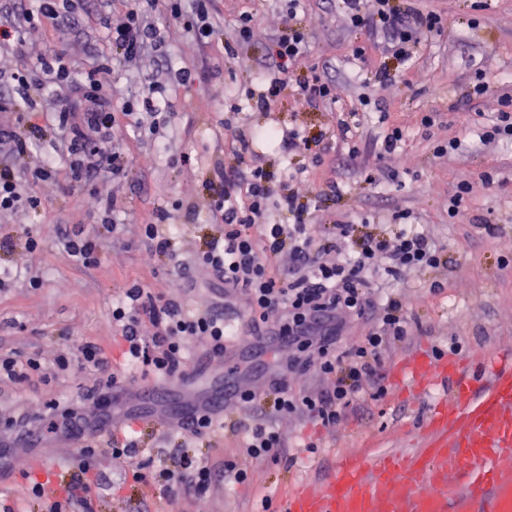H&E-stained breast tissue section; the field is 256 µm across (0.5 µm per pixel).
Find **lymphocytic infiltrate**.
<instances>
[{
  "mask_svg": "<svg viewBox=\"0 0 512 512\" xmlns=\"http://www.w3.org/2000/svg\"><path fill=\"white\" fill-rule=\"evenodd\" d=\"M210 0H128L120 23L100 11L112 50L131 59L149 49L162 52L165 38L148 20L159 11L181 21L193 39L216 41L220 29L210 20ZM350 27L368 29L381 37L392 56L408 60L422 38L441 35L442 14L420 10L414 0L396 8L391 0H343ZM48 19L59 29L74 27L70 0H38L37 9L11 7L0 21V45L12 46L16 64L11 71L13 93L0 95V112H14L13 121L0 122V213H15L28 181L52 179L57 161H64L70 180L77 185L99 175L119 177L134 166L121 149L112 126V98L87 72L82 91L85 111L73 112L68 96L72 73L65 51L50 48L30 56L24 30L35 19ZM307 33L289 22L274 42L272 65L262 80L254 104L267 110L284 90H292L299 103L310 106L333 101V86L325 76L301 73L298 63L305 52ZM51 93L55 124H29L15 112L17 101L35 103ZM55 135L60 158L47 157L22 175L17 159L29 155L35 141ZM250 134L239 130L232 144L240 168L217 172L220 187L210 196L209 209L219 235L195 254L197 263L215 276L222 300L204 296L186 303L178 289L156 297L138 285L116 287L120 306L112 311V327L122 345L119 359L97 347L84 345L52 361L30 357L0 356V382L36 385L68 375L74 368L94 372L96 380L86 398L94 406L117 387L118 370L135 364L143 377L170 380L185 376L192 361L190 347L201 343L206 355L220 359L240 344L269 343L286 348L280 370L267 387L237 392L242 408L253 410L251 422H240L238 450L251 460L248 468L236 463L216 465L206 458L183 459L173 469L159 471L157 484L167 497L192 496L195 512H213L215 497L224 485L246 484L261 492L264 512H273V498L265 494L263 464L288 457V440L277 422L295 418L325 428L335 427L347 413L356 411L383 379L384 358L404 344L410 330L402 299L388 295L401 272L431 271L444 265L443 249L424 233L400 225L392 236L358 235L353 224H312L304 219V206L296 194L272 200L274 172L257 163L249 152ZM291 215L292 223L272 222L273 212ZM164 210H157L141 227V240L149 260L165 258L180 266V235L171 231ZM243 299L247 318L240 328L224 320L225 298ZM382 314L366 336L351 339L352 322L374 308ZM327 376L332 385L312 397L293 390V376ZM112 467L121 479L145 481V461L128 431L112 436L107 448ZM95 447L82 448L83 491L62 499H44L43 512H91V494L100 476L94 469Z\"/></svg>",
  "mask_w": 512,
  "mask_h": 512,
  "instance_id": "obj_1",
  "label": "lymphocytic infiltrate"
}]
</instances>
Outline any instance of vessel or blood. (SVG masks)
<instances>
[{
    "instance_id": "1",
    "label": "vessel or blood",
    "mask_w": 512,
    "mask_h": 512,
    "mask_svg": "<svg viewBox=\"0 0 512 512\" xmlns=\"http://www.w3.org/2000/svg\"><path fill=\"white\" fill-rule=\"evenodd\" d=\"M483 366L478 380L457 358H407L400 379L452 382L453 400L430 418L434 438L411 453L344 456L323 483L299 485L286 512H512V365L489 355Z\"/></svg>"
}]
</instances>
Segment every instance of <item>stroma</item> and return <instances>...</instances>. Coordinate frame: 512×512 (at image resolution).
Instances as JSON below:
<instances>
[{
    "mask_svg": "<svg viewBox=\"0 0 512 512\" xmlns=\"http://www.w3.org/2000/svg\"><path fill=\"white\" fill-rule=\"evenodd\" d=\"M418 5L444 15L447 26L441 37L418 47L413 60L400 61L365 31L349 26L341 0H300L297 20L308 32L309 48L299 69L328 71L336 100L303 107L287 90L268 111L249 106L244 92L269 62L270 47L288 20L289 0H211L212 21L234 46L231 55L187 37L168 17L154 16L168 61L196 67L198 79L189 89L166 83L162 97L171 105L172 118L158 134L128 127L125 116L117 115L114 134L125 154L137 158L150 152L154 159L129 176L97 183L118 199L122 223L143 224L156 210H167L180 227L183 251H193L220 231L208 213L204 179L215 166L237 167L230 148L244 125L255 133L251 149L264 167L277 173L300 170L290 186L306 207V221L330 224L346 218L390 235L406 218L446 249L445 267L405 272L402 287L394 291L405 304L410 337L384 360V392L367 398L360 411L344 416L333 429L280 421L291 455L265 468L266 485L280 505L297 483L323 481L342 456L362 449L386 454L425 446L433 435L428 419L447 399L449 385L421 388L398 380L394 371L405 357L421 352L435 362L449 354L467 361L488 353L512 356V143L479 140L458 112L463 106L490 119L502 109L501 79L512 75V0H419ZM98 8V0H76L74 17L82 34L73 65L80 72L111 51L96 21ZM244 13L252 21L243 38L239 17ZM358 46L366 51V63L355 76L348 58ZM157 64L156 53L148 51L100 70L97 78L118 101L154 81ZM479 69L489 90L471 101L467 93ZM429 114L437 120L428 129L421 119ZM355 117L361 156L352 162L334 143L341 121ZM391 127L405 133L402 150L408 163L402 168L377 155L376 141ZM296 129L326 137L330 148L320 163L285 150L289 132ZM453 137L461 140V148L436 156L435 145ZM158 139L168 142L169 152L154 153ZM180 153L197 159L198 169L174 166L171 157ZM463 179L470 190L452 217L449 198ZM333 182L339 183V192L329 191ZM31 193L38 198L37 208L24 201L18 214L0 219V354L51 359L62 348L85 344L116 353L113 285L166 292L171 281L167 263H147L137 239L129 236L102 240L89 265L73 261L59 239L96 223L87 188L71 186L61 167L53 183L33 185ZM20 224L34 226L43 241L40 251L28 255L8 244ZM434 280L443 282V290L423 297V286ZM277 355L273 348L241 346L219 362L198 349L193 369L167 385L183 400L223 376L248 389L259 377V366L272 364ZM90 385L89 374L79 370L60 382L16 386L0 397V417L79 399ZM244 416L236 399H228L223 434L189 438L184 450L175 446L178 425L171 416L137 423L134 436L157 469L182 455L233 460L238 449L231 425ZM11 440L12 447L0 452V512H40L43 498L77 491L85 434H51L38 420ZM30 477L42 483V498L16 500V487ZM91 507L93 512H192L189 499H170L131 480L116 493L100 489Z\"/></svg>",
    "mask_w": 512,
    "mask_h": 512,
    "instance_id": "obj_1",
    "label": "stroma"
}]
</instances>
